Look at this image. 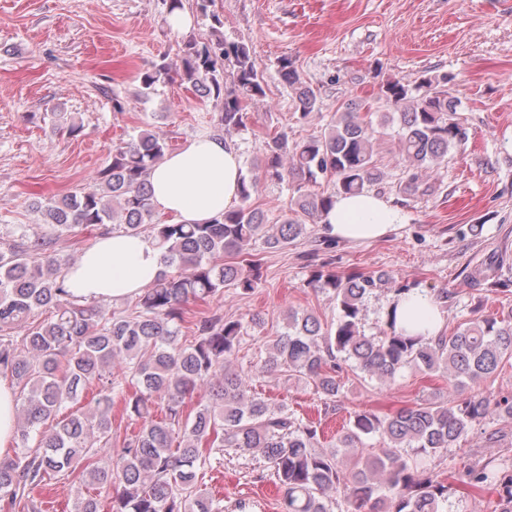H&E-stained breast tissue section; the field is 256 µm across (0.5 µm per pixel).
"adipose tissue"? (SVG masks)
<instances>
[{"label":"adipose tissue","mask_w":512,"mask_h":512,"mask_svg":"<svg viewBox=\"0 0 512 512\" xmlns=\"http://www.w3.org/2000/svg\"><path fill=\"white\" fill-rule=\"evenodd\" d=\"M242 169L232 142L203 135L166 154L148 175L150 202L159 213L181 224H204L239 199ZM403 215L384 197L370 191L338 195L320 219L325 236L361 243L392 233ZM163 271L161 251L147 235L112 232L98 238L67 271L74 296L89 301L132 299L156 282ZM398 329L434 336L445 313L424 289L414 287L396 298Z\"/></svg>","instance_id":"adipose-tissue-1"}]
</instances>
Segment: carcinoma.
<instances>
[{
	"label": "carcinoma",
	"instance_id": "obj_1",
	"mask_svg": "<svg viewBox=\"0 0 512 512\" xmlns=\"http://www.w3.org/2000/svg\"><path fill=\"white\" fill-rule=\"evenodd\" d=\"M279 68L299 119L319 111L315 89L294 62L284 57ZM173 69L199 97L221 103L218 125L226 133L244 128L245 103L265 96L250 48L221 35L205 43L189 40L179 61L163 60L143 73L141 95L153 94ZM381 95L389 111L378 113L376 122L355 100L334 113L319 136L291 145L283 135L268 138L265 176L296 182L278 224L268 223L265 211L251 205L256 183L245 176L240 204L211 223L153 222L146 177L170 144L152 130L114 146L112 161L89 186L34 201L54 234L0 248V373L10 376L20 400L14 431L19 452L0 460V512L21 505L42 512L33 491L53 476H71L81 462L98 493L80 499L76 512H224L203 477L212 455L226 448L263 458L286 512H330L331 492L343 495L345 512H445L448 486L429 463L490 420L499 427L487 441L505 439L512 432L511 399L470 395L443 401L427 392L411 406L351 413L336 443L325 446L320 424L286 405H270L252 389L253 375L232 368L242 320L210 312L194 321L191 340L180 336L189 301L207 303L229 285L243 294L258 287L263 274L249 253L253 241L285 248L304 234L302 218L321 217L336 194L358 193L383 179L375 149L380 129L399 124L401 154L413 171L440 164L465 139L454 120L459 102L439 83L388 80ZM320 175L336 178V192L308 188ZM108 224L114 231L148 233L163 249L167 271L135 299L130 314L108 316L70 294L55 257L61 237ZM387 280L358 272L340 275L330 257L316 265L309 284L336 302V322L326 326L312 312L288 310L286 330L272 340L256 374L286 373L313 384L328 415L344 394L342 374L349 370L389 384L406 368L442 372L448 388L459 392L470 381L495 380L512 361V310L476 318L451 336L424 337L396 332L393 307L379 335H365L360 318L365 299ZM37 311L46 314L40 322L31 320ZM19 324L26 325L25 334L11 335ZM89 392L91 407L61 414ZM118 399L127 420L138 426L121 440L112 437V405ZM33 432L39 440L31 452ZM372 438L380 443L376 452L368 448ZM467 485L495 486V512H512V459L487 460L468 473ZM110 487L116 494L106 505L99 491Z\"/></svg>",
	"mask_w": 512,
	"mask_h": 512
}]
</instances>
